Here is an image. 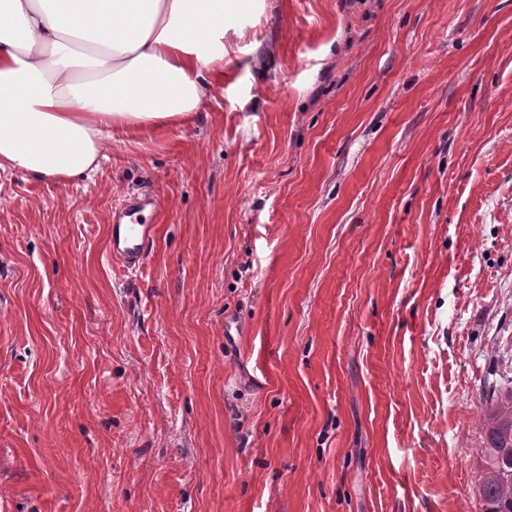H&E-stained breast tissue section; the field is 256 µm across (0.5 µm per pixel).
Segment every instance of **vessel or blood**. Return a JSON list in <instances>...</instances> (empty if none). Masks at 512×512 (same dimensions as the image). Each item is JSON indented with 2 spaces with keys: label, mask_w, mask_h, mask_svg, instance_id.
I'll return each instance as SVG.
<instances>
[{
  "label": "vessel or blood",
  "mask_w": 512,
  "mask_h": 512,
  "mask_svg": "<svg viewBox=\"0 0 512 512\" xmlns=\"http://www.w3.org/2000/svg\"><path fill=\"white\" fill-rule=\"evenodd\" d=\"M150 196H132L124 200L112 226L113 261L123 268L136 270L144 264L155 236V227L143 223L142 211L152 205Z\"/></svg>",
  "instance_id": "1"
}]
</instances>
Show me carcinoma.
<instances>
[{
    "instance_id": "1",
    "label": "carcinoma",
    "mask_w": 512,
    "mask_h": 512,
    "mask_svg": "<svg viewBox=\"0 0 512 512\" xmlns=\"http://www.w3.org/2000/svg\"><path fill=\"white\" fill-rule=\"evenodd\" d=\"M482 426L481 512H512V386L489 393Z\"/></svg>"
}]
</instances>
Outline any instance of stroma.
<instances>
[{"mask_svg": "<svg viewBox=\"0 0 512 512\" xmlns=\"http://www.w3.org/2000/svg\"><path fill=\"white\" fill-rule=\"evenodd\" d=\"M224 46L190 124L0 170V512H481L512 0H257ZM149 195L124 200L116 222L112 225V261L123 268L136 270L144 264L155 236L154 224H143L142 211L149 205L156 208Z\"/></svg>", "mask_w": 512, "mask_h": 512, "instance_id": "1", "label": "stroma"}]
</instances>
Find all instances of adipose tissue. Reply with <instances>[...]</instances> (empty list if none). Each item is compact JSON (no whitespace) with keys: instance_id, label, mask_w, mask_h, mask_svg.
Listing matches in <instances>:
<instances>
[{"instance_id":"adipose-tissue-1","label":"adipose tissue","mask_w":512,"mask_h":512,"mask_svg":"<svg viewBox=\"0 0 512 512\" xmlns=\"http://www.w3.org/2000/svg\"><path fill=\"white\" fill-rule=\"evenodd\" d=\"M248 0H0V169L65 182L116 135L181 127Z\"/></svg>"}]
</instances>
